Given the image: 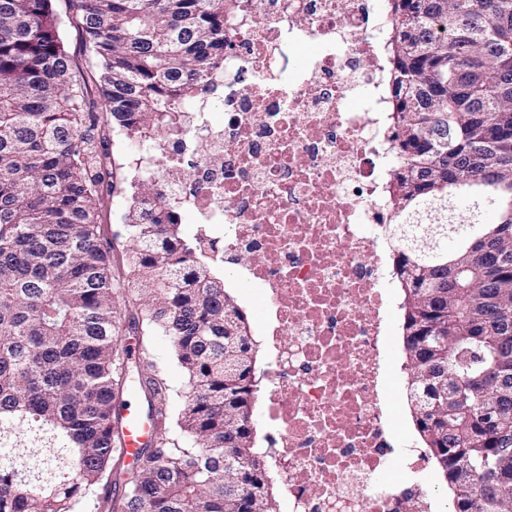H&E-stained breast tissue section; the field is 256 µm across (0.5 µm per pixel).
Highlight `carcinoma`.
Listing matches in <instances>:
<instances>
[{"label": "carcinoma", "mask_w": 512, "mask_h": 512, "mask_svg": "<svg viewBox=\"0 0 512 512\" xmlns=\"http://www.w3.org/2000/svg\"><path fill=\"white\" fill-rule=\"evenodd\" d=\"M238 0H69L102 65L101 109L128 139L158 136L170 113L206 92L224 67V11ZM390 127L399 160L384 226L404 298V348L414 425L452 492V512H512V453L448 442L443 395L453 386L466 425L500 406L499 366L512 368V279L486 269L460 325L428 303V278L453 291L466 248L512 257L495 227L512 205V0H389ZM52 0H0V512H276L255 448L256 348L245 312L224 309V281L181 235L180 217L143 179L124 215L129 277L141 322L172 342L187 375L178 416L185 446L158 437L139 468L123 455L116 401L136 384L159 425L162 380L117 347V284L98 207L101 156L82 134L90 101L73 80ZM505 171L495 182L492 168ZM487 226L482 241L466 233ZM236 461L224 477V459ZM473 483L456 488V466ZM123 494H108L114 487Z\"/></svg>", "instance_id": "obj_1"}]
</instances>
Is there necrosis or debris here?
I'll list each match as a JSON object with an SVG mask.
<instances>
[{
    "label": "necrosis or debris",
    "mask_w": 512,
    "mask_h": 512,
    "mask_svg": "<svg viewBox=\"0 0 512 512\" xmlns=\"http://www.w3.org/2000/svg\"><path fill=\"white\" fill-rule=\"evenodd\" d=\"M391 24L387 0H239L211 90L134 156L150 177L168 159L163 199L194 218L201 251L256 257L242 284L270 316L255 410L281 512H433L416 478L426 456L397 447L383 387ZM396 457L398 482L385 478Z\"/></svg>",
    "instance_id": "necrosis-or-debris-1"
}]
</instances>
